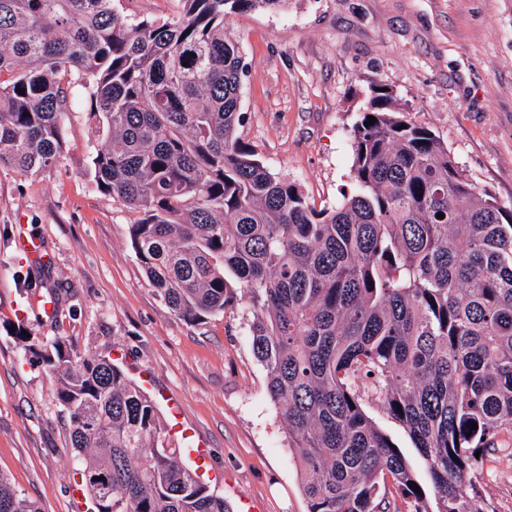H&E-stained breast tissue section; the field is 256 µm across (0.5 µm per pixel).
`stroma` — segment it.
Here are the masks:
<instances>
[{
    "label": "stroma",
    "mask_w": 512,
    "mask_h": 512,
    "mask_svg": "<svg viewBox=\"0 0 512 512\" xmlns=\"http://www.w3.org/2000/svg\"><path fill=\"white\" fill-rule=\"evenodd\" d=\"M225 29L247 65L238 136L316 208L353 190L352 129L377 84L470 180L512 203V0H288L276 13L234 15ZM88 106L75 87L50 171L0 167V474L41 512H78L68 421L53 377L12 333L21 323L35 339L61 336L80 355L112 360L160 411L175 399L211 450L206 481L230 512H308L300 463L253 353L250 305L191 324L157 295L130 243L138 213L94 180ZM22 227L42 240L46 267L16 249ZM41 296L54 299V316L32 306ZM365 410L428 484L403 427L376 401ZM474 483L495 512H512V436L500 437Z\"/></svg>",
    "instance_id": "obj_1"
}]
</instances>
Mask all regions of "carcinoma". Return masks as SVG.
I'll return each mask as SVG.
<instances>
[{
	"mask_svg": "<svg viewBox=\"0 0 512 512\" xmlns=\"http://www.w3.org/2000/svg\"><path fill=\"white\" fill-rule=\"evenodd\" d=\"M287 2L183 0L175 18L134 22L112 0H0V166L49 171L71 90L90 89L94 177L141 214L130 241L151 286L193 324L239 293L252 308L308 512H390L388 479L411 512H494L462 486L475 453L512 433V204L380 84L352 129L355 189L340 204L318 210L271 173L236 133L246 64L224 19ZM22 330L55 379L95 512H229L116 364ZM366 394L409 433L433 494L410 488ZM0 512L40 509L0 475Z\"/></svg>",
	"mask_w": 512,
	"mask_h": 512,
	"instance_id": "carcinoma-1",
	"label": "carcinoma"
}]
</instances>
